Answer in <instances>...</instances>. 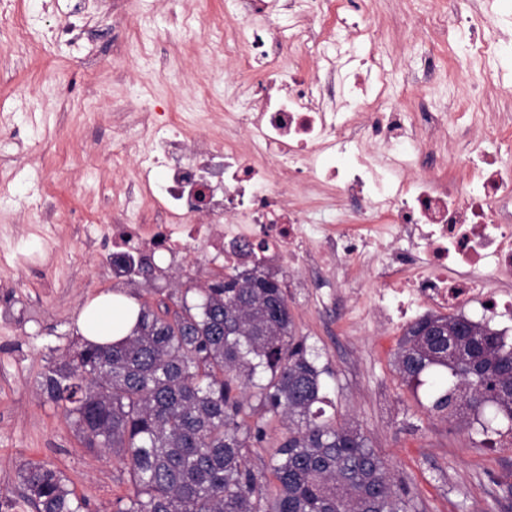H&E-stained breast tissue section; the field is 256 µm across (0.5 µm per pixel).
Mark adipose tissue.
<instances>
[{
    "label": "adipose tissue",
    "instance_id": "obj_1",
    "mask_svg": "<svg viewBox=\"0 0 512 512\" xmlns=\"http://www.w3.org/2000/svg\"><path fill=\"white\" fill-rule=\"evenodd\" d=\"M138 307L130 299L104 293L91 300L82 310L76 328L92 344H108L125 338L136 323Z\"/></svg>",
    "mask_w": 512,
    "mask_h": 512
}]
</instances>
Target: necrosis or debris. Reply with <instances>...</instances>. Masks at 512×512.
I'll use <instances>...</instances> for the list:
<instances>
[{"mask_svg":"<svg viewBox=\"0 0 512 512\" xmlns=\"http://www.w3.org/2000/svg\"><path fill=\"white\" fill-rule=\"evenodd\" d=\"M280 0H238L242 22L231 28L224 55L233 57L245 111L232 117L249 145L242 153L223 138L192 137L183 121L135 112L133 136L121 151L134 158L136 178L119 209L130 224L76 225L77 233L111 236L113 253L169 255V270L191 267L198 246L211 263L239 265L237 247L252 244V262L278 274L325 269L355 299L348 320L370 318L379 328L413 319L421 309L464 314L481 323L512 314V114L485 127L486 96L465 94L452 112L409 120L410 96L391 99L389 78L369 81L355 70V42L378 37L358 0H298L281 22ZM460 23L480 31L472 56L458 61L474 85L496 84L487 67L500 26L512 21V0L480 7L457 0ZM265 21L252 29L249 17ZM346 32L327 48L330 23ZM315 53L313 72L301 55ZM461 148L446 153L453 114ZM456 176H449V168ZM328 191L335 225L309 223L286 190L301 182ZM361 267L372 289L353 279Z\"/></svg>","mask_w":512,"mask_h":512,"instance_id":"necrosis-or-debris-1","label":"necrosis or debris"}]
</instances>
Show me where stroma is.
Wrapping results in <instances>:
<instances>
[{
    "label": "stroma",
    "instance_id": "35a3bbf8",
    "mask_svg": "<svg viewBox=\"0 0 512 512\" xmlns=\"http://www.w3.org/2000/svg\"><path fill=\"white\" fill-rule=\"evenodd\" d=\"M11 2L27 18L28 37L18 43L0 21V123L19 131L0 144V300L9 304L0 318V505L6 512H33L19 479L20 467L33 461L62 470L89 512H113L117 498L131 491L126 469L112 455L82 447L62 408L40 393V374L50 359L80 343L74 324L87 300L112 291L155 306L168 301L176 283L204 284L216 268L201 248L194 268L171 276L164 272L169 256L161 251L151 286L105 280L93 255L111 250V243L101 238L90 245L64 228L54 241L62 258L53 273L60 287H45L51 273L43 267L20 268L14 259L42 250L39 206L64 212L74 223H112V201L101 188L120 193L134 177L133 165L116 168L109 160L127 137L122 113L166 104L193 114L194 134L224 135V101L237 81L231 61L218 51L221 29L199 33L196 18L204 11L233 18L238 7L235 0H127L124 24L91 31L100 66L87 73L69 49L50 40L56 0ZM366 3L390 32V41L362 49L389 73V94L430 68L439 79L413 109L452 107L459 86L442 75L450 57L470 50L474 32L449 26L447 43L432 54L408 23L409 13L427 8L428 0ZM202 62L222 73L205 96L195 88ZM57 72L66 73L76 96L59 93ZM322 294L317 306L305 289L292 287L288 304L297 336L329 371L326 417L364 434L403 493L407 512H512V438L491 440L478 424L459 428L431 411L435 374L414 388L396 369L401 328L384 338L365 323L347 331L335 284L325 283Z\"/></svg>",
    "mask_w": 512,
    "mask_h": 512
}]
</instances>
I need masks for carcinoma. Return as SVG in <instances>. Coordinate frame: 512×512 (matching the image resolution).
Returning a JSON list of instances; mask_svg holds the SVG:
<instances>
[{"instance_id": "cac0c4a2", "label": "carcinoma", "mask_w": 512, "mask_h": 512, "mask_svg": "<svg viewBox=\"0 0 512 512\" xmlns=\"http://www.w3.org/2000/svg\"><path fill=\"white\" fill-rule=\"evenodd\" d=\"M122 274L152 280L149 262ZM194 291L198 297L188 300ZM175 310L144 302L128 337L84 343L51 361L39 389L61 405L80 443L125 466L132 492L115 512H406L385 463L365 436L324 419L319 368L307 356L283 278L231 268L202 288H185ZM408 384L450 373L455 391L433 403L468 424L487 404L512 433V345L504 333L462 317L430 314L408 324L396 352ZM265 413L288 419L268 472L245 449L264 440L242 389ZM36 512H82L62 472L28 462L19 470Z\"/></svg>"}]
</instances>
